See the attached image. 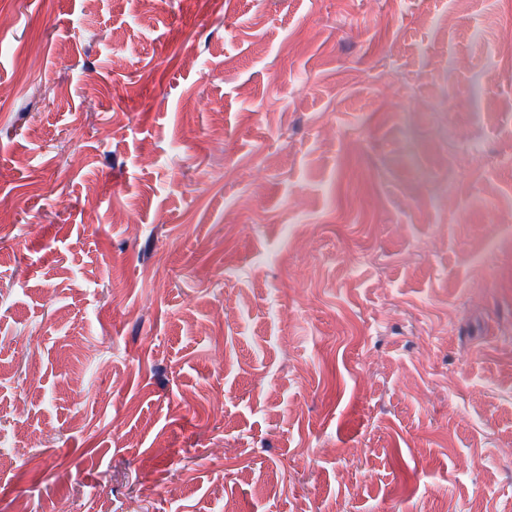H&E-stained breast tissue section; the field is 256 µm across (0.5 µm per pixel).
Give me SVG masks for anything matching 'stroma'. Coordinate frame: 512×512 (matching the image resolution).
I'll return each mask as SVG.
<instances>
[{
	"mask_svg": "<svg viewBox=\"0 0 512 512\" xmlns=\"http://www.w3.org/2000/svg\"><path fill=\"white\" fill-rule=\"evenodd\" d=\"M0 8V512H512V0Z\"/></svg>",
	"mask_w": 512,
	"mask_h": 512,
	"instance_id": "obj_1",
	"label": "stroma"
}]
</instances>
